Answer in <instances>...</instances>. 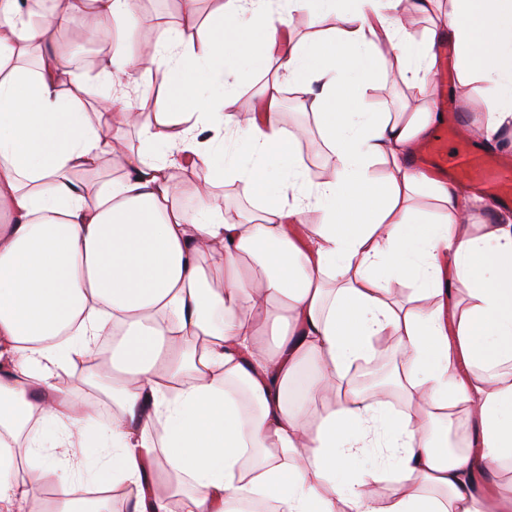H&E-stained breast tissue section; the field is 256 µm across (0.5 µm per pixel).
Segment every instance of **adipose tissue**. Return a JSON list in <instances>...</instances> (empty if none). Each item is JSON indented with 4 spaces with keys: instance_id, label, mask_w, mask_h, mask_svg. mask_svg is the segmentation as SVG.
<instances>
[{
    "instance_id": "obj_1",
    "label": "adipose tissue",
    "mask_w": 512,
    "mask_h": 512,
    "mask_svg": "<svg viewBox=\"0 0 512 512\" xmlns=\"http://www.w3.org/2000/svg\"><path fill=\"white\" fill-rule=\"evenodd\" d=\"M449 2L413 43L404 0H221L201 42L175 29L144 55L128 41L150 22L139 0L36 15L0 0V512L47 483V512H112L117 492L125 512H170L181 493L187 512H512V492L490 488L512 459V375L494 371L512 360V214L473 225L463 204L480 189L408 165L433 106L394 117L365 97L392 62L433 97L445 34L460 86L487 85L472 133L512 128V0ZM299 13L334 24L281 44ZM76 15L115 45L97 95L47 48ZM257 52L275 65L261 115L226 113L225 59ZM139 72L168 89L150 124L147 95L125 90ZM286 84L336 156L329 180L309 181L306 135L280 119ZM107 156L122 173L105 180ZM221 179L266 198L257 221L225 217ZM422 191L432 216L412 205ZM395 281L424 307L393 301ZM387 350L413 406L398 417L385 388L348 376ZM76 357L110 421L55 383ZM456 406L473 439L452 450L437 423ZM383 478L397 491L381 504ZM175 174L176 181L180 186L182 203L187 208H192L195 205V191L197 184L196 173L191 169L186 168L176 170Z\"/></svg>"
}]
</instances>
